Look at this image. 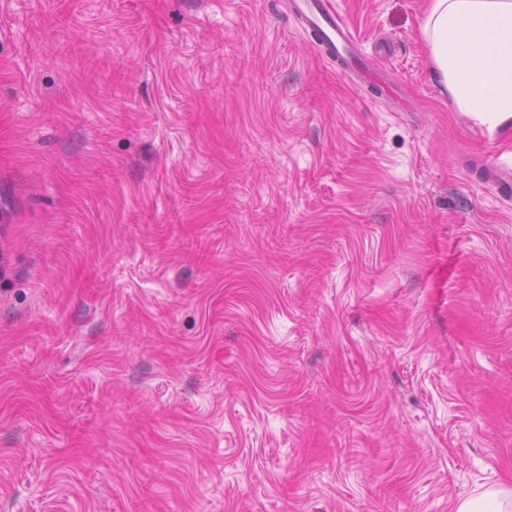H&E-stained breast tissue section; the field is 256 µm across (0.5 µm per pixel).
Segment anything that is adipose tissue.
<instances>
[{"mask_svg":"<svg viewBox=\"0 0 512 512\" xmlns=\"http://www.w3.org/2000/svg\"><path fill=\"white\" fill-rule=\"evenodd\" d=\"M422 35L463 111L491 128L512 121V0H429Z\"/></svg>","mask_w":512,"mask_h":512,"instance_id":"1","label":"adipose tissue"}]
</instances>
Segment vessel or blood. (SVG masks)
Returning a JSON list of instances; mask_svg holds the SVG:
<instances>
[{
    "label": "vessel or blood",
    "mask_w": 512,
    "mask_h": 512,
    "mask_svg": "<svg viewBox=\"0 0 512 512\" xmlns=\"http://www.w3.org/2000/svg\"><path fill=\"white\" fill-rule=\"evenodd\" d=\"M294 8L329 58L339 60L343 70L357 72L362 80H375L366 57L356 49L353 31L339 17L331 0H295Z\"/></svg>",
    "instance_id": "1"
}]
</instances>
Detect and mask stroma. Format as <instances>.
<instances>
[{
  "mask_svg": "<svg viewBox=\"0 0 512 512\" xmlns=\"http://www.w3.org/2000/svg\"><path fill=\"white\" fill-rule=\"evenodd\" d=\"M0 0V512H455L512 488V126L426 0ZM294 8L327 56L343 63H340L343 71H355L363 81H381L369 68L366 57L356 50L353 31L329 0H297Z\"/></svg>",
  "mask_w": 512,
  "mask_h": 512,
  "instance_id": "1",
  "label": "stroma"
}]
</instances>
